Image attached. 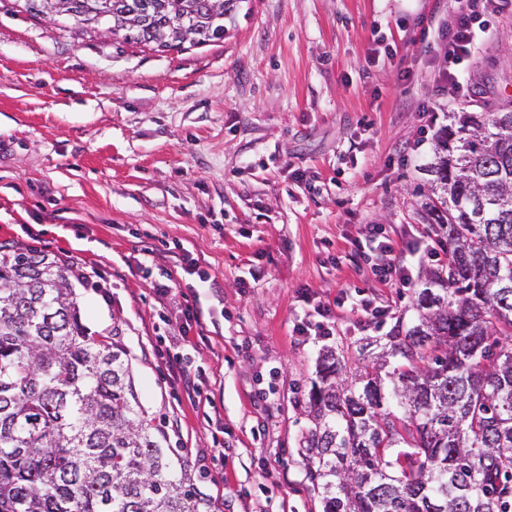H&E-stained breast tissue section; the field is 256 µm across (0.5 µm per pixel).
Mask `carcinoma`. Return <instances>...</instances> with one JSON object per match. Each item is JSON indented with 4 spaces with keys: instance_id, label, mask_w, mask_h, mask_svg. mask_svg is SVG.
I'll use <instances>...</instances> for the list:
<instances>
[{
    "instance_id": "1",
    "label": "carcinoma",
    "mask_w": 512,
    "mask_h": 512,
    "mask_svg": "<svg viewBox=\"0 0 512 512\" xmlns=\"http://www.w3.org/2000/svg\"><path fill=\"white\" fill-rule=\"evenodd\" d=\"M127 44L224 39L240 0H21ZM421 218L445 265L352 369L322 349L302 435L322 512H512V107L451 112ZM70 268L0 243V512H201L119 336L83 323Z\"/></svg>"
}]
</instances>
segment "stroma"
<instances>
[{
    "label": "stroma",
    "instance_id": "obj_1",
    "mask_svg": "<svg viewBox=\"0 0 512 512\" xmlns=\"http://www.w3.org/2000/svg\"><path fill=\"white\" fill-rule=\"evenodd\" d=\"M455 8L242 0L222 41L158 52L0 0V243L76 259L96 280L74 288L83 321L122 336L142 404L165 416L211 512H322L300 447L319 352L356 361L366 338L413 318L436 267L382 284L353 242L384 224L425 250L424 125L512 102L508 8L487 14L459 84L435 82L420 22ZM183 249L210 282L180 269ZM355 292L387 306L383 323L352 317ZM321 302L336 306L335 336L294 335ZM188 305L201 318L184 336ZM184 349L179 371L169 358Z\"/></svg>",
    "mask_w": 512,
    "mask_h": 512
}]
</instances>
